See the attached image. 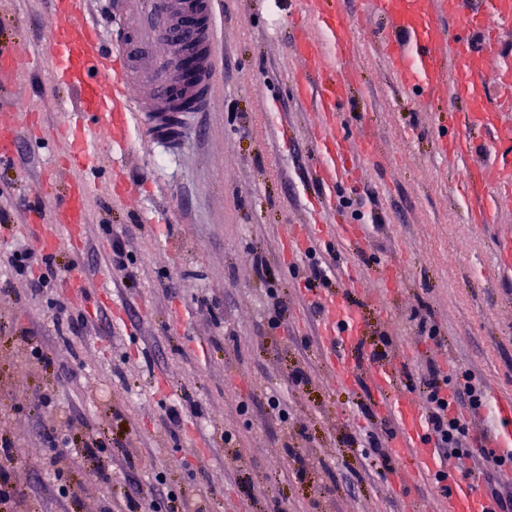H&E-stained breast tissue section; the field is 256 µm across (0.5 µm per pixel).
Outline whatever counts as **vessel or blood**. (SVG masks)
Returning <instances> with one entry per match:
<instances>
[{
  "label": "vessel or blood",
  "instance_id": "b4317fda",
  "mask_svg": "<svg viewBox=\"0 0 512 512\" xmlns=\"http://www.w3.org/2000/svg\"><path fill=\"white\" fill-rule=\"evenodd\" d=\"M218 0H107L106 15L117 16V27H101L88 16V0H52L53 21L41 49L53 62L52 73L74 97L75 126L68 138L73 157L92 168L101 152L116 154L128 143L130 120L149 122L160 138L172 136L171 119L188 120L211 104V77L217 62L216 12ZM373 10L388 27L381 38L388 69L410 91L418 105L452 98L464 111L455 113L462 136L445 140L448 156L471 158L462 182L469 194L486 188L512 192V124L498 119L499 110L512 108V68L496 65L504 38L512 33V0H370ZM314 20L326 31L328 42L301 32L293 52L305 75L318 76V110L322 122L316 130L318 181L332 185L346 159V141L339 127L341 103L353 84L351 76L329 65L330 58L345 55L355 23L334 8L333 0H309ZM194 12L198 25L191 35L197 75L172 85L176 58L166 52L185 12ZM140 94L128 100V85ZM499 91L498 106H491L488 85ZM27 109L14 102L12 111L0 113V144L14 141ZM108 132L107 146H100L99 129ZM333 313L323 336L337 380L344 387L366 385L382 411L398 419L392 446L401 454H415V473L426 478L433 468L434 449L416 452L423 426L419 408L388 396L395 376L389 365L363 360L366 330L356 320L339 328L336 314L347 307L331 295ZM496 410L502 423L493 434L498 448L512 447V395L500 396ZM448 512H491V502L469 485H458L447 496Z\"/></svg>",
  "mask_w": 512,
  "mask_h": 512
}]
</instances>
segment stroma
Instances as JSON below:
<instances>
[{
    "label": "stroma",
    "instance_id": "35a3bbf8",
    "mask_svg": "<svg viewBox=\"0 0 512 512\" xmlns=\"http://www.w3.org/2000/svg\"><path fill=\"white\" fill-rule=\"evenodd\" d=\"M339 7L360 23L335 62L355 75L346 144L355 153L371 138L377 155L359 160L349 208L343 188L315 176L321 116L296 97V29L327 38L301 0H220L212 108L194 116L178 156L136 118L127 153L91 172L70 164L60 136L67 92L40 54L49 0H0V108L28 105L0 159V438L21 463L13 481L27 512H139L138 485L157 486L156 512H444L412 464L397 462L395 477L372 466L368 436L387 439L393 424L327 364L297 224L324 226L315 257L325 285L365 321L366 350L407 377L404 399L425 407L410 381L428 361L469 370L487 397L473 427L496 430L492 399L512 394V274L496 266L500 241L512 240V198L492 223L472 220L440 147L455 132L451 105H415L397 84L369 0ZM90 174L86 224L45 252L60 298L87 320L65 343L49 298L10 278L8 258L61 223L60 203ZM340 224L358 225L365 248L336 241ZM117 238L132 255L124 271L110 255ZM425 317L442 344L420 336ZM29 336L46 361L27 359ZM91 438L107 448V480L76 453ZM57 465L69 496L47 476Z\"/></svg>",
    "mask_w": 512,
    "mask_h": 512
}]
</instances>
